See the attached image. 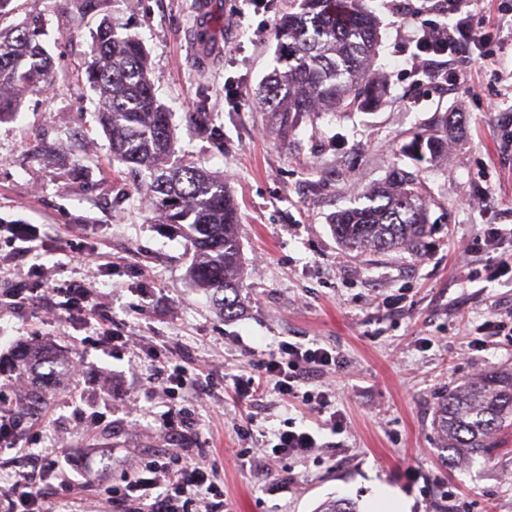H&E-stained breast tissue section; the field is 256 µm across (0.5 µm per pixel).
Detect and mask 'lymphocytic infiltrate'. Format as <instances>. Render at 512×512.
Here are the masks:
<instances>
[{
    "instance_id": "1",
    "label": "lymphocytic infiltrate",
    "mask_w": 512,
    "mask_h": 512,
    "mask_svg": "<svg viewBox=\"0 0 512 512\" xmlns=\"http://www.w3.org/2000/svg\"><path fill=\"white\" fill-rule=\"evenodd\" d=\"M456 21L448 26L424 29L416 39L418 53L426 56H455L463 49L481 46L485 36L478 28L462 19V12L474 6L475 0H448ZM43 310L61 318L74 311L94 312L96 290L92 284L72 281L66 285L41 277L38 290ZM339 360L335 350L317 343L309 345L281 342L275 355L259 361L255 374L236 381L235 391L242 397H257L271 389L283 401L300 400L309 411L322 416L323 428L337 430L341 421L328 414L329 390L301 391L300 386L314 374L335 369ZM184 408L173 405L168 411L167 426L182 444L178 455L161 456L142 461L138 473L123 487L113 489L111 500L123 512H224V483L216 466H205L196 460L193 440L185 429ZM53 468L64 470L65 477L55 488L53 498L44 497L26 480L15 481L0 491L9 512H55L57 506L75 502L86 480L83 474L67 473L66 452L50 458Z\"/></svg>"
}]
</instances>
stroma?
I'll use <instances>...</instances> for the list:
<instances>
[{
  "instance_id": "stroma-1",
  "label": "stroma",
  "mask_w": 512,
  "mask_h": 512,
  "mask_svg": "<svg viewBox=\"0 0 512 512\" xmlns=\"http://www.w3.org/2000/svg\"><path fill=\"white\" fill-rule=\"evenodd\" d=\"M198 0H101L79 16L73 0H13L9 20L47 31L59 82L27 95L0 121V218L48 224L35 253L54 265L57 282H96L98 319H43L39 299L0 311V357L31 343L81 360L71 387L50 389L35 419L16 422L0 441V489L28 475L39 491L57 484L49 448L68 437L71 468L89 471L79 512H91L112 487L135 476L140 460L175 454L164 426L171 402L158 384L169 358L205 365L209 398L194 402L191 430L201 456L217 462L224 512H315L344 498L366 512L374 492L398 491L410 512H512V428L489 460L449 466L436 409L480 373L512 368V340L476 345L467 323L512 317V283L490 281L485 265L512 253L505 239L474 254L466 277L455 247L486 225H512V98L499 94L512 71V0H479L486 44L431 70L415 62L414 37L452 22L445 0H363L378 22L373 68L386 77L381 104L354 112L300 116L280 140L257 99L275 66L273 29L298 0H210L211 40H197ZM118 35L140 39L158 101L171 114V163L191 161L223 176L238 214L242 308L225 319L208 293L186 277L193 252L184 232L146 203L142 180L113 160L86 79L92 36L102 18ZM206 104L223 146L191 115ZM448 130L441 153L416 160L405 151L416 132ZM412 172L430 204L435 233L428 251L344 250L332 221L360 205L393 169ZM111 256L107 270L60 263L68 239ZM113 341L101 342L99 322ZM336 349L331 408L342 419L323 431L304 459H280L259 472L275 433L288 422L315 426L300 404L277 394L245 405L231 390L249 364L280 341ZM93 453L94 468L84 456ZM249 456L242 464L241 456ZM414 466L415 476L405 473ZM452 498L442 501V489Z\"/></svg>"
}]
</instances>
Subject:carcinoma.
<instances>
[{"instance_id": "1", "label": "carcinoma", "mask_w": 512, "mask_h": 512, "mask_svg": "<svg viewBox=\"0 0 512 512\" xmlns=\"http://www.w3.org/2000/svg\"><path fill=\"white\" fill-rule=\"evenodd\" d=\"M44 30L24 21L0 28V119L17 112L23 97L40 94L56 82L42 44ZM283 70L267 78L258 92L271 124L288 138L296 117L305 112H352L383 82L371 72L378 44L376 20L359 0H301L300 11L281 18L273 31ZM99 98V120L112 154L135 172L151 178L150 198L167 224H185L195 256L188 274L209 292L224 317L240 308V247L237 216L224 179L192 163L167 165L172 152L170 114L158 104L145 50L132 35L119 38L112 22H100L87 70ZM195 124L217 143L205 106ZM413 145L434 154L445 146L435 133ZM338 241L350 250L404 247L424 255L431 233L429 211L414 176L395 170L361 206L342 212L333 224ZM61 365L42 346L29 349L22 366L37 375H55ZM438 426L448 440V459L473 462L498 447L496 435L512 426V369L481 375L449 393L437 409Z\"/></svg>"}]
</instances>
